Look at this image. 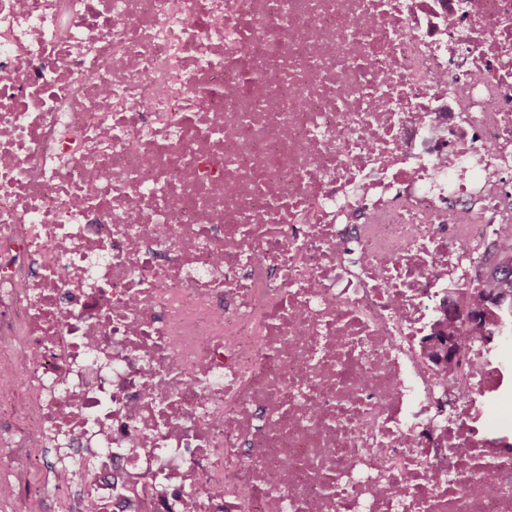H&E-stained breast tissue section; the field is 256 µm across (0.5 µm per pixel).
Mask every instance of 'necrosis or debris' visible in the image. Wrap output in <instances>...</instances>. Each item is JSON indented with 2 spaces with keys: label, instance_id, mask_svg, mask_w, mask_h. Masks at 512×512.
I'll list each match as a JSON object with an SVG mask.
<instances>
[{
  "label": "necrosis or debris",
  "instance_id": "1",
  "mask_svg": "<svg viewBox=\"0 0 512 512\" xmlns=\"http://www.w3.org/2000/svg\"><path fill=\"white\" fill-rule=\"evenodd\" d=\"M508 234L512 0H0V472L512 512Z\"/></svg>",
  "mask_w": 512,
  "mask_h": 512
}]
</instances>
